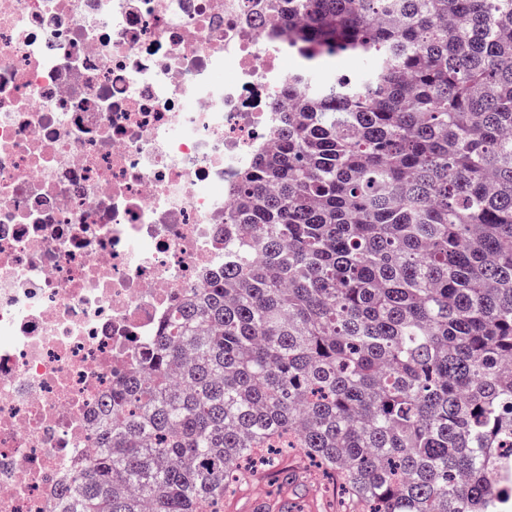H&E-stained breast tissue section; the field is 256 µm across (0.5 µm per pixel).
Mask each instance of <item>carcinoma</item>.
<instances>
[{
	"instance_id": "carcinoma-1",
	"label": "carcinoma",
	"mask_w": 512,
	"mask_h": 512,
	"mask_svg": "<svg viewBox=\"0 0 512 512\" xmlns=\"http://www.w3.org/2000/svg\"><path fill=\"white\" fill-rule=\"evenodd\" d=\"M288 82L224 273L112 388L63 512H223L299 448L359 512H512V0H268ZM362 70L361 64L356 61L342 58V57H334L327 58L322 61L319 68V78L320 79H328L334 74H346V75H355L360 74Z\"/></svg>"
}]
</instances>
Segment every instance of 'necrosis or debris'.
Wrapping results in <instances>:
<instances>
[{
  "label": "necrosis or debris",
  "instance_id": "4bbe7bcc",
  "mask_svg": "<svg viewBox=\"0 0 512 512\" xmlns=\"http://www.w3.org/2000/svg\"><path fill=\"white\" fill-rule=\"evenodd\" d=\"M265 3L0 0V512H58L105 396L223 272L288 106Z\"/></svg>",
  "mask_w": 512,
  "mask_h": 512
}]
</instances>
